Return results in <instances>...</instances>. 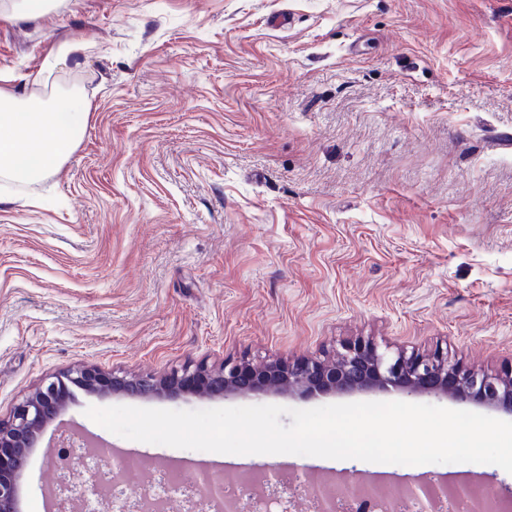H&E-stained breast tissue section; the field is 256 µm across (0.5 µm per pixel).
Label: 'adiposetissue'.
Returning a JSON list of instances; mask_svg holds the SVG:
<instances>
[{
  "label": "adipose tissue",
  "mask_w": 512,
  "mask_h": 512,
  "mask_svg": "<svg viewBox=\"0 0 512 512\" xmlns=\"http://www.w3.org/2000/svg\"><path fill=\"white\" fill-rule=\"evenodd\" d=\"M89 105L76 90L43 106L21 97L10 76L0 77V176L36 181L59 168L86 130Z\"/></svg>",
  "instance_id": "ef3b65f1"
}]
</instances>
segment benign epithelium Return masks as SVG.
Here are the masks:
<instances>
[{
    "label": "benign epithelium",
    "instance_id": "7a95c632",
    "mask_svg": "<svg viewBox=\"0 0 512 512\" xmlns=\"http://www.w3.org/2000/svg\"><path fill=\"white\" fill-rule=\"evenodd\" d=\"M72 386L101 398L121 394L141 399H173L187 393L214 398L269 392L310 397L396 391L445 396L512 414V369L493 373L467 368L440 351L392 355L364 339L341 344L330 358L297 357L260 364L226 361L213 369L184 365L158 375H117L85 366L49 378L18 403L8 418H0V512H20V478L46 427L66 410ZM105 466L102 456L83 492L59 481L51 497L52 512L80 510L89 493L103 485L113 487L103 473ZM406 488L433 512L447 495L443 481L431 476Z\"/></svg>",
    "mask_w": 512,
    "mask_h": 512
}]
</instances>
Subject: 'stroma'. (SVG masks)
Returning a JSON list of instances; mask_svg holds the SVG:
<instances>
[{"label": "stroma", "instance_id": "1", "mask_svg": "<svg viewBox=\"0 0 512 512\" xmlns=\"http://www.w3.org/2000/svg\"><path fill=\"white\" fill-rule=\"evenodd\" d=\"M73 40L82 67L25 90L82 89L85 134L56 173L0 178L1 418L87 365L323 357L356 338L512 365V149L497 144L512 133V0H63L35 22L0 20V73L35 74ZM341 401L78 389L59 421L138 462L131 482L273 465L512 489L483 464L178 449L85 414ZM56 427L22 475L21 512H46Z\"/></svg>", "mask_w": 512, "mask_h": 512}]
</instances>
